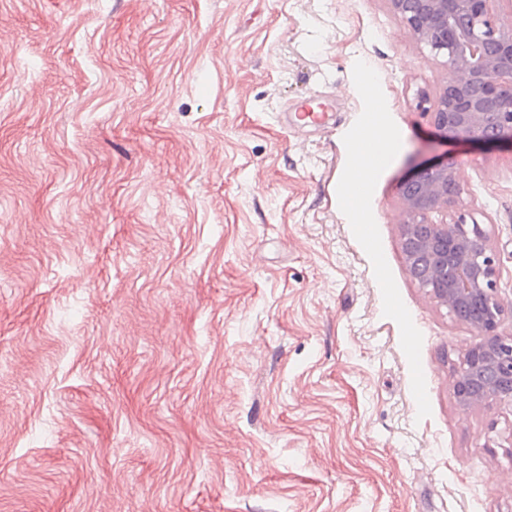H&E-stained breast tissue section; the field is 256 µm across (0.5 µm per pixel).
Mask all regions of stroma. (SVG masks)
Wrapping results in <instances>:
<instances>
[{
    "mask_svg": "<svg viewBox=\"0 0 512 512\" xmlns=\"http://www.w3.org/2000/svg\"><path fill=\"white\" fill-rule=\"evenodd\" d=\"M447 79L388 0H0V512H512L402 250L456 156L512 305V144L437 135ZM374 147V155H366L362 149L356 148V163L357 174L354 176V181L359 184L360 181L368 174L374 160L383 161L393 151L394 145L392 142L381 139H370Z\"/></svg>",
    "mask_w": 512,
    "mask_h": 512,
    "instance_id": "obj_1",
    "label": "stroma"
}]
</instances>
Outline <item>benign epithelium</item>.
I'll use <instances>...</instances> for the list:
<instances>
[{
  "mask_svg": "<svg viewBox=\"0 0 512 512\" xmlns=\"http://www.w3.org/2000/svg\"><path fill=\"white\" fill-rule=\"evenodd\" d=\"M417 40L445 58L448 81L421 97L435 131L460 141L512 143V26L504 0H388ZM464 191L457 164L443 157L404 180L402 248L408 271L435 301L456 313L476 309L480 340L464 354L454 392L460 406L492 401L512 406V336L500 328L512 307L498 297L499 263L487 231L462 215L435 222Z\"/></svg>",
  "mask_w": 512,
  "mask_h": 512,
  "instance_id": "7a95c632",
  "label": "benign epithelium"
}]
</instances>
